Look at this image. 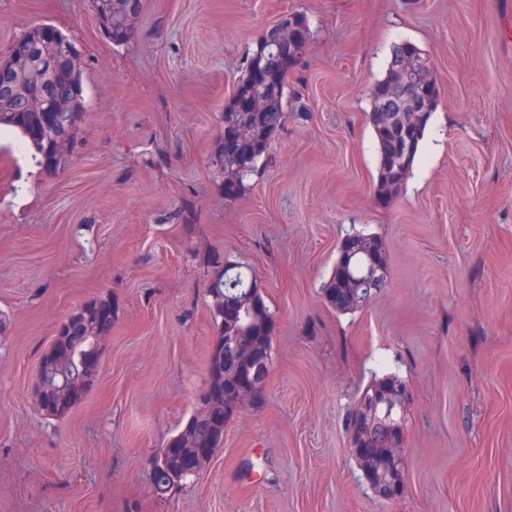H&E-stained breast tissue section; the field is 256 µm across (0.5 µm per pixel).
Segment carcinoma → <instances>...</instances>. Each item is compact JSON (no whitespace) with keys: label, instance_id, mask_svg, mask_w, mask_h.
Masks as SVG:
<instances>
[{"label":"carcinoma","instance_id":"cac0c4a2","mask_svg":"<svg viewBox=\"0 0 512 512\" xmlns=\"http://www.w3.org/2000/svg\"><path fill=\"white\" fill-rule=\"evenodd\" d=\"M104 35L121 45L133 35L130 14L141 12L142 0H89ZM291 37L276 50L267 46L266 35H261L257 48L247 60L239 76L235 92L221 113L224 137L214 156L215 165L224 175V193L238 196L246 181L255 175L263 164L269 142L288 119V99L285 97L288 73L298 56L304 54L310 41L311 30L305 16L293 13L286 19ZM24 50L13 55L5 72H0V134L16 135L34 151L37 165L49 174L59 172L49 163L55 152L57 140L76 141L84 117L83 70L80 62L59 54L57 44L42 35V26L32 27L22 35ZM262 98L267 101L263 112H244L241 107L249 101ZM40 103V111L31 110L33 101ZM437 105L427 106L424 121L408 126L401 112H395L387 125L372 120L370 124L378 145L409 144V149L399 159L380 158L377 191L389 199L396 196L412 170L420 141ZM241 128L250 131L248 144L238 151L226 141L236 136ZM338 255L347 258L348 277H343L340 267H334L331 277L322 285V296L335 307L336 293L341 283L350 288L359 286L358 277L380 262L387 261L381 238L373 234L354 233L346 236L338 247ZM213 264L219 268L208 293L212 299L216 339L234 337L236 344L252 345L254 332L263 328L268 338L258 345L265 358H271L274 335V314L264 297L254 307L241 310L233 322L224 320V297L239 296L252 289L260 292L258 283L238 272L229 275L234 266L216 255ZM112 314V303L100 299L86 304L74 312L60 327L54 340L52 353L63 351L73 365L83 364L91 350L99 347L98 336L108 326L105 316ZM406 387L395 375L373 378L359 392L347 423L352 425L362 416H373L376 421L356 436H351V452L358 469L377 478L374 493L388 500L401 494L405 483V467L399 464L390 471L381 472L391 440L404 430V395ZM84 391L71 390L60 401H39L37 406L44 414L62 418L81 400ZM397 398L398 406L392 416L384 415V404ZM220 415L227 418L239 408V400L232 390L214 400ZM193 441L187 442L175 435L150 459L153 485L156 494L165 495L182 485L196 469V445L210 449L211 453L223 447L224 431L212 427L207 421L191 420Z\"/></svg>","mask_w":512,"mask_h":512}]
</instances>
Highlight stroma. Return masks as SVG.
Listing matches in <instances>:
<instances>
[{
	"label": "stroma",
	"mask_w": 512,
	"mask_h": 512,
	"mask_svg": "<svg viewBox=\"0 0 512 512\" xmlns=\"http://www.w3.org/2000/svg\"><path fill=\"white\" fill-rule=\"evenodd\" d=\"M293 12L312 39L288 121L226 199L220 115L248 51ZM42 23L77 46L86 114L58 174L0 137V512H512V0H143L122 45L87 0H0V56ZM404 42L432 58L441 101L379 206L369 90ZM356 232L383 240L388 284L342 315L321 287ZM218 254L275 315L264 399L159 497L149 459L197 406ZM100 299L114 314L96 381L45 417L40 358ZM390 373L409 392L405 484L381 501L346 419Z\"/></svg>",
	"instance_id": "1"
}]
</instances>
